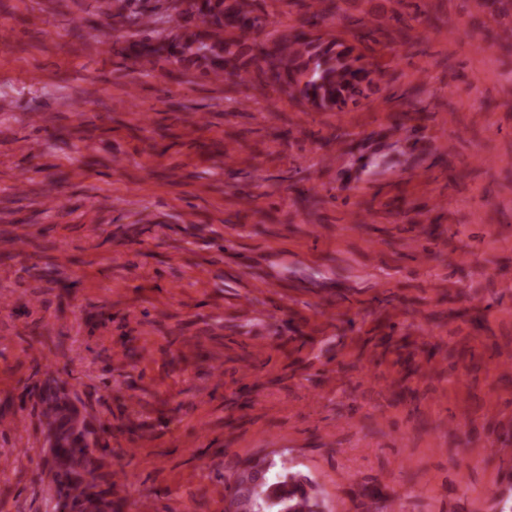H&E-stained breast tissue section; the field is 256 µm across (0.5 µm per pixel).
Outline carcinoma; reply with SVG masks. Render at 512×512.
Instances as JSON below:
<instances>
[{"label":"carcinoma","instance_id":"cac0c4a2","mask_svg":"<svg viewBox=\"0 0 512 512\" xmlns=\"http://www.w3.org/2000/svg\"><path fill=\"white\" fill-rule=\"evenodd\" d=\"M257 0H176L168 15L169 34L153 27L150 14L138 17L143 36L129 46L134 63L155 64L160 57L195 66L218 81L240 75L243 58L255 66L264 83L281 92L293 90L312 108L346 112L358 106L375 88L381 65L353 45L305 31L325 20L323 0H314V13L286 34L261 38L265 22L256 14ZM40 423L52 437L50 473L57 489L54 512H82L95 505V489L102 479L90 446L93 431L80 421V410L57 380L40 396ZM276 463L255 466L250 479L238 476L230 490L232 504H249L250 512H318L320 502L311 479L283 467L284 473L269 476Z\"/></svg>","mask_w":512,"mask_h":512}]
</instances>
